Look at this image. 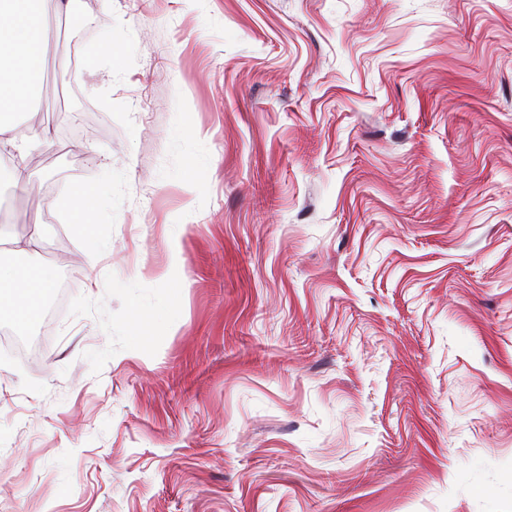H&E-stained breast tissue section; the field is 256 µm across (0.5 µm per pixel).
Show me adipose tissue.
<instances>
[{
  "mask_svg": "<svg viewBox=\"0 0 512 512\" xmlns=\"http://www.w3.org/2000/svg\"><path fill=\"white\" fill-rule=\"evenodd\" d=\"M45 0H0V133L5 117L36 109L52 111L45 85ZM54 285L35 264L0 266V318L25 332L40 316Z\"/></svg>",
  "mask_w": 512,
  "mask_h": 512,
  "instance_id": "obj_1",
  "label": "adipose tissue"
}]
</instances>
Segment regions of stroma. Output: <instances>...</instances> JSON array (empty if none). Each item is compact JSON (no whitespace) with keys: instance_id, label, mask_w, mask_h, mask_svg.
I'll use <instances>...</instances> for the list:
<instances>
[{"instance_id":"1","label":"stroma","mask_w":512,"mask_h":512,"mask_svg":"<svg viewBox=\"0 0 512 512\" xmlns=\"http://www.w3.org/2000/svg\"><path fill=\"white\" fill-rule=\"evenodd\" d=\"M78 7L0 146V263L68 285L0 354V512H512V0ZM64 209L73 216V226L78 233H83L89 224L93 223L96 214L95 202L89 198L65 200ZM171 293L169 291L133 292L131 302L138 313H146L152 317L161 316L169 307Z\"/></svg>"}]
</instances>
